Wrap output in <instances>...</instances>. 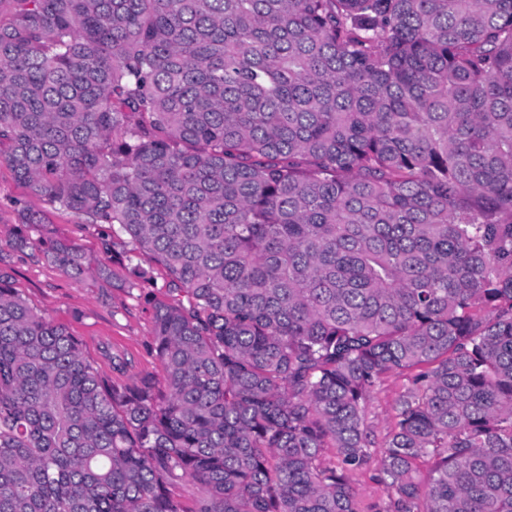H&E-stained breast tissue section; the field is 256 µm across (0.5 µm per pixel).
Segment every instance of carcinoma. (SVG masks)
Here are the masks:
<instances>
[{"label":"carcinoma","mask_w":512,"mask_h":512,"mask_svg":"<svg viewBox=\"0 0 512 512\" xmlns=\"http://www.w3.org/2000/svg\"><path fill=\"white\" fill-rule=\"evenodd\" d=\"M0 163L166 274L123 383L0 277V512H364L414 369L380 512H512V0H0ZM408 386L404 376L391 375L374 392L366 414V425L381 444L390 426L395 402ZM379 466L376 461L352 473V485L357 494L360 506L366 510L367 506L377 505L383 508L388 502V493L380 483Z\"/></svg>","instance_id":"obj_1"}]
</instances>
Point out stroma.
I'll return each instance as SVG.
<instances>
[{"instance_id":"1","label":"stroma","mask_w":512,"mask_h":512,"mask_svg":"<svg viewBox=\"0 0 512 512\" xmlns=\"http://www.w3.org/2000/svg\"><path fill=\"white\" fill-rule=\"evenodd\" d=\"M44 213V224L22 229L19 208ZM26 232L30 245L25 252L13 251L9 242ZM62 236L80 245L93 262L120 264L130 245L127 238L115 239L110 251H103L98 231L78 226L69 212L47 208L19 184L7 166L0 165V276L17 288L35 309L66 325L82 340L93 360H101L104 350L129 354L134 372L158 373L152 356L153 311L149 297L158 295L163 285L160 273H153L140 290L131 291L102 280L80 278L47 265L40 243ZM408 386L404 376L392 375L374 392L366 414V425L376 440H383L392 419L393 407Z\"/></svg>"}]
</instances>
